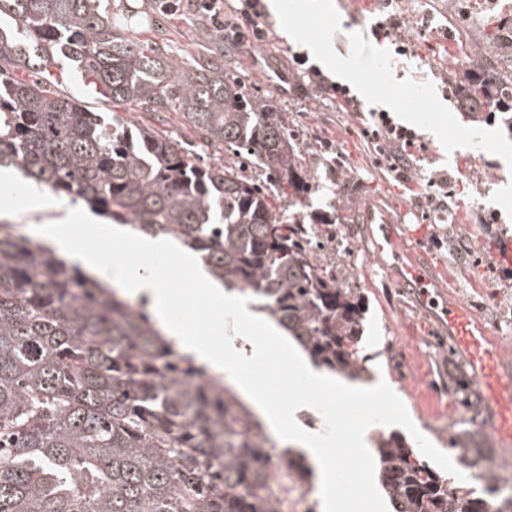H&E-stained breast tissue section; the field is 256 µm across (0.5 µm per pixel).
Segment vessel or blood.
<instances>
[{
    "label": "vessel or blood",
    "instance_id": "obj_1",
    "mask_svg": "<svg viewBox=\"0 0 512 512\" xmlns=\"http://www.w3.org/2000/svg\"><path fill=\"white\" fill-rule=\"evenodd\" d=\"M399 285L411 289L422 303L432 305L435 319L444 328L454 349L471 369L483 402V417L491 434L512 446V358L487 327L475 320L468 305L448 296L435 301L430 278L412 251L398 253Z\"/></svg>",
    "mask_w": 512,
    "mask_h": 512
}]
</instances>
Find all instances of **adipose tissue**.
<instances>
[{"instance_id": "adipose-tissue-1", "label": "adipose tissue", "mask_w": 512, "mask_h": 512, "mask_svg": "<svg viewBox=\"0 0 512 512\" xmlns=\"http://www.w3.org/2000/svg\"><path fill=\"white\" fill-rule=\"evenodd\" d=\"M122 230L118 227L104 228L99 226L91 215H79L70 235L58 239L61 257L71 261H79L87 271L104 283L119 279L124 287L125 296L134 299H147L149 310L158 327L169 338L176 340L183 352L191 356L197 364L203 365L208 371L228 374L240 379L245 368L232 351L220 352L204 338L187 331L183 324L170 321L169 313L175 305V298L159 278L153 264L154 258L162 252H169L171 261L179 266H190L191 261L185 254L168 251L166 244L159 239L150 237L137 241L136 248L140 259L137 263L111 269L104 253L95 249H79L73 244L74 238L92 241L118 239ZM274 427L281 440L292 448L303 452L315 471L318 494L323 512H340L341 504L331 493L332 486L340 472L339 463L333 462L322 448L319 440L304 435L289 425L284 410L270 408Z\"/></svg>"}]
</instances>
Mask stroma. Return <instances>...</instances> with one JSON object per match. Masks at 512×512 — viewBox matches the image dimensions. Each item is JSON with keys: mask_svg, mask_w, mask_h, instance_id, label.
<instances>
[{"mask_svg": "<svg viewBox=\"0 0 512 512\" xmlns=\"http://www.w3.org/2000/svg\"><path fill=\"white\" fill-rule=\"evenodd\" d=\"M341 30L333 39L340 56L350 52L349 33H361L373 46L390 50L396 79L432 83L439 99L459 123L468 127L500 126L498 113L463 111L459 99L468 83L484 75L512 74V0H393L401 23L399 33L407 52L395 53L391 40L372 30L373 12L360 0H335ZM151 0H112V20L124 32L147 40L165 41L180 71L195 68L200 59L219 58L247 90L269 98L282 112L288 132L301 148L304 164L314 177L315 191L298 213L304 223L316 216H335L337 246L327 258L340 269L348 287L361 289L366 320L361 353L374 380L385 381L403 401L418 430L439 450H447L456 423L483 433L498 460L512 463V452L487 434L480 404L462 407L448 386L449 369L463 365L448 334L431 308L397 284L398 264L391 250L376 248L377 219L403 217L406 230H422L415 246L429 260L432 292L452 295L467 304L494 339L512 347V263H489V243L512 238V174L506 163L476 148L446 152L436 136L417 129L419 145L406 180L389 175L361 134V121L338 108L324 91L289 72L294 53L305 47L286 37L277 13H270L262 46L248 49L234 39L219 37L205 21L196 0H179V9L154 21ZM495 48H488V37ZM55 88L81 101L104 118L119 115L167 132L201 163L220 164L225 155L204 147L193 128L169 113L156 119L150 112L113 109L111 101L89 89L66 59L50 69ZM447 174L453 192L448 220L433 223L415 199L430 178ZM30 188L20 185L19 205L0 209V222L19 225L27 237L42 241L67 228L71 213L84 203L58 199L41 191L27 204ZM375 222H368L367 213Z\"/></svg>", "mask_w": 512, "mask_h": 512, "instance_id": "obj_1", "label": "stroma"}]
</instances>
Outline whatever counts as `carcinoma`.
Returning <instances> with one entry per match:
<instances>
[{
    "instance_id": "cac0c4a2",
    "label": "carcinoma",
    "mask_w": 512,
    "mask_h": 512,
    "mask_svg": "<svg viewBox=\"0 0 512 512\" xmlns=\"http://www.w3.org/2000/svg\"><path fill=\"white\" fill-rule=\"evenodd\" d=\"M61 56L103 98L178 112L233 161L200 166L156 128L107 123L58 95L43 72ZM299 152L269 99L218 61L178 76L161 44L112 25L106 0H0V166L145 236L179 240L224 287L258 297L315 364L366 381L361 289L318 258L326 232L278 204L312 192ZM449 379L469 405V380ZM476 436L460 428L449 447L466 452ZM269 444L142 309L0 224V512H281L260 465ZM374 452L395 512H489L498 496L493 472L479 490L458 484L396 436Z\"/></svg>"
}]
</instances>
